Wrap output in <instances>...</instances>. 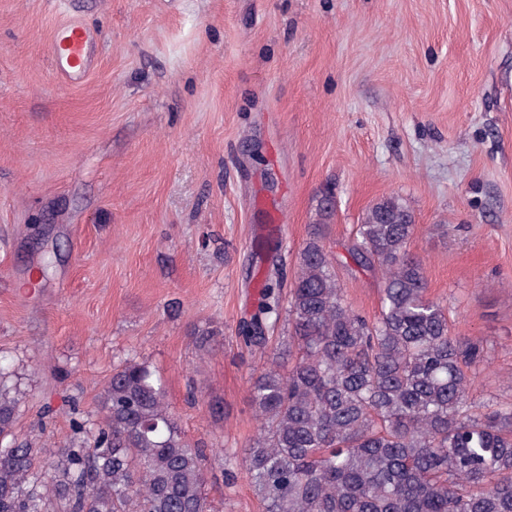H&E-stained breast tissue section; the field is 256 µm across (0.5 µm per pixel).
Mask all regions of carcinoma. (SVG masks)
<instances>
[{
    "label": "carcinoma",
    "mask_w": 512,
    "mask_h": 512,
    "mask_svg": "<svg viewBox=\"0 0 512 512\" xmlns=\"http://www.w3.org/2000/svg\"><path fill=\"white\" fill-rule=\"evenodd\" d=\"M335 207L323 191L289 289L276 263L252 275L256 306L237 337L264 350L285 313L288 342L250 374L259 432L244 456L224 451L225 479L245 470L264 512H512V404L475 410L486 352L427 296L408 250L411 210L381 199L346 248L385 275L371 321L345 302L322 242ZM220 335L209 323L195 344L209 352ZM18 405L0 366V512H213L209 457L186 440L148 364L112 368L102 421L92 431L73 419L71 444L49 458L17 437Z\"/></svg>",
    "instance_id": "cac0c4a2"
}]
</instances>
